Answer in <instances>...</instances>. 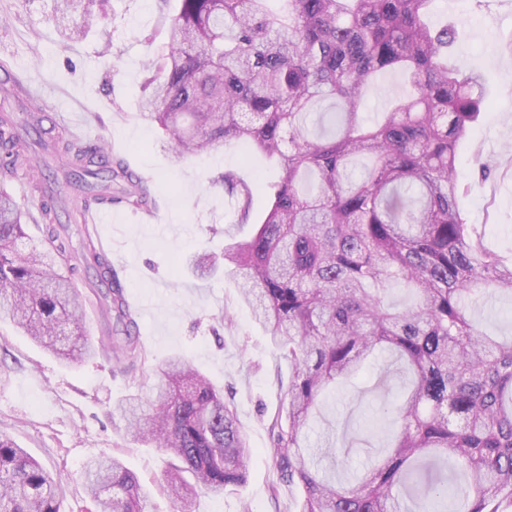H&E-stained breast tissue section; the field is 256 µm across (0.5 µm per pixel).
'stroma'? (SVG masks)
<instances>
[{
	"label": "stroma",
	"instance_id": "stroma-1",
	"mask_svg": "<svg viewBox=\"0 0 512 512\" xmlns=\"http://www.w3.org/2000/svg\"><path fill=\"white\" fill-rule=\"evenodd\" d=\"M52 0H0V61L24 86H38L39 101L0 91V113L26 125L35 109L55 133L85 135L107 145L113 162L141 178L149 204L139 209L121 194L112 196V221L74 224L69 241L80 251L95 244L106 253L125 291L142 355L134 369L101 355L67 365L0 322V432L65 479L62 512H88L90 500L79 479L85 462L117 456L153 494L155 512H181L180 502L161 494L169 465L159 449L127 437L112 407L130 394L150 397L159 365L187 354L235 406L252 448L245 486L214 496L198 492L191 512H298L301 490L277 480L269 424L286 401L279 388L288 362L269 344L264 329L242 304L229 277H202L191 267L200 251L223 254L227 244L248 239L271 198L255 192L250 223L232 221L230 201L219 176L234 170L245 182L276 181L275 160L251 143L232 141L223 149L175 159L156 125L140 114L145 65L166 48V33L178 0H112L107 20L80 42H65L48 22ZM468 19L457 51L483 74L489 104L461 145L458 167L467 223L485 225L486 244L512 260V56L502 41L512 38V0H435L430 19L438 26L455 16ZM492 164L482 176L481 164ZM390 365L393 393L405 391L410 376L388 353L353 382L328 392L308 433L310 447L348 446L346 473L363 468L387 447L395 426L382 411L374 382Z\"/></svg>",
	"mask_w": 512,
	"mask_h": 512
}]
</instances>
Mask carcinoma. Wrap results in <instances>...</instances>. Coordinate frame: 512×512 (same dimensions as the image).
<instances>
[{"label": "carcinoma", "instance_id": "cac0c4a2", "mask_svg": "<svg viewBox=\"0 0 512 512\" xmlns=\"http://www.w3.org/2000/svg\"><path fill=\"white\" fill-rule=\"evenodd\" d=\"M168 53L146 64L142 116L158 124L176 159L249 139L277 160L280 179L255 234L224 248L253 320L287 359V416L270 431L280 479L301 488L299 512H505L512 506V340L482 332L471 307L481 296L512 298V263L467 223L456 165L460 145L482 117V75L448 61L455 26L426 21L432 0H178ZM109 0H55L59 27L80 12L83 38L107 17ZM398 70L409 86L367 125L359 109L373 77ZM58 155L90 197L112 200V163L70 135ZM35 142L0 115V176L34 168ZM237 223L251 219L254 189L222 175ZM127 202L148 205L141 179ZM43 238L27 249L23 213L0 193V321L59 358L78 363L102 348L85 332L83 295L61 269L92 268L123 335L116 359L138 342L123 288L107 257L76 254L46 180ZM414 303H387L394 286ZM380 351L411 374L392 407L397 430L385 454L354 482L338 483L306 443L323 395ZM156 391L132 394L112 413L135 441L176 460L164 491L188 504L197 490L233 492L247 481L251 448L233 403L181 354L158 372ZM93 512H147L150 494L122 461L97 458L82 469ZM62 478L0 433V512H61Z\"/></svg>", "mask_w": 512, "mask_h": 512}]
</instances>
